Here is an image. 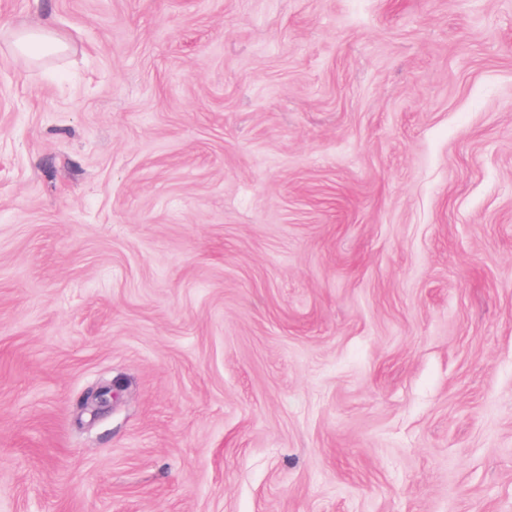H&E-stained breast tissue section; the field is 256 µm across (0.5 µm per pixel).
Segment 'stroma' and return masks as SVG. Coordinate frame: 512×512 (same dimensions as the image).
Instances as JSON below:
<instances>
[{"label": "stroma", "mask_w": 512, "mask_h": 512, "mask_svg": "<svg viewBox=\"0 0 512 512\" xmlns=\"http://www.w3.org/2000/svg\"><path fill=\"white\" fill-rule=\"evenodd\" d=\"M0 512H512V0H0ZM16 50L35 60L58 54L67 47L55 33L45 28L13 33Z\"/></svg>", "instance_id": "stroma-1"}]
</instances>
